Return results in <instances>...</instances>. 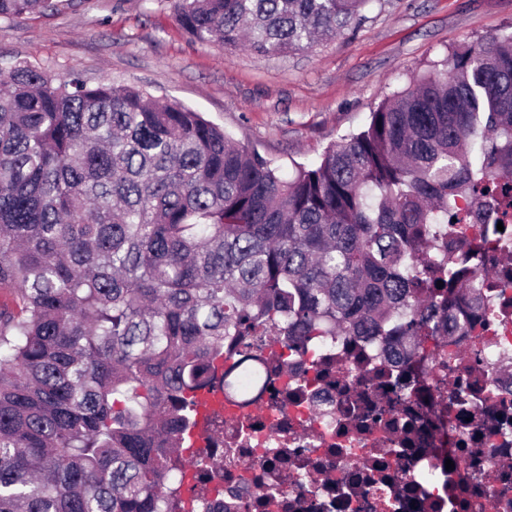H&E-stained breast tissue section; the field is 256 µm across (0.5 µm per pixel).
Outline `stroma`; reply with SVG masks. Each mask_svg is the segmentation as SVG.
<instances>
[{"mask_svg": "<svg viewBox=\"0 0 512 512\" xmlns=\"http://www.w3.org/2000/svg\"><path fill=\"white\" fill-rule=\"evenodd\" d=\"M53 2L46 15L0 21V63L178 100L287 172L362 129L386 95L451 48L512 32V0H370L335 38L264 55L193 42L175 0Z\"/></svg>", "mask_w": 512, "mask_h": 512, "instance_id": "35a3bbf8", "label": "stroma"}]
</instances>
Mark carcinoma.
<instances>
[{"mask_svg": "<svg viewBox=\"0 0 512 512\" xmlns=\"http://www.w3.org/2000/svg\"><path fill=\"white\" fill-rule=\"evenodd\" d=\"M370 0H178L196 43L309 49ZM53 10L0 0V20ZM512 220V33L281 166L136 86L0 69V512H179L199 395L314 336L439 335L435 225ZM443 282L445 293L434 299Z\"/></svg>", "mask_w": 512, "mask_h": 512, "instance_id": "1", "label": "carcinoma"}]
</instances>
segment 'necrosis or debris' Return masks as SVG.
Segmentation results:
<instances>
[{
  "mask_svg": "<svg viewBox=\"0 0 512 512\" xmlns=\"http://www.w3.org/2000/svg\"><path fill=\"white\" fill-rule=\"evenodd\" d=\"M453 237L485 257L481 299L449 313L469 333L415 357L397 336L272 347L261 390L225 394L223 441L193 448L184 512H512V225Z\"/></svg>",
  "mask_w": 512,
  "mask_h": 512,
  "instance_id": "obj_1",
  "label": "necrosis or debris"
}]
</instances>
